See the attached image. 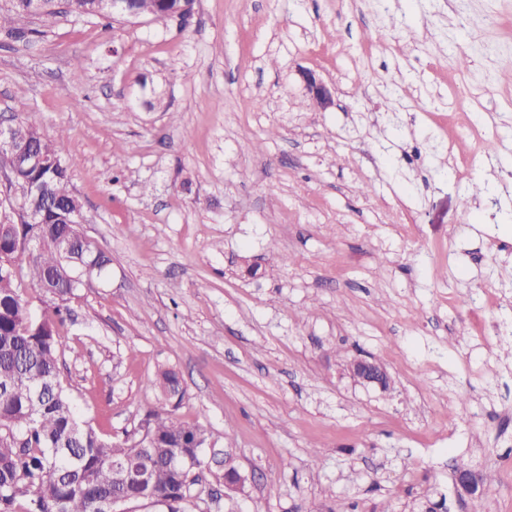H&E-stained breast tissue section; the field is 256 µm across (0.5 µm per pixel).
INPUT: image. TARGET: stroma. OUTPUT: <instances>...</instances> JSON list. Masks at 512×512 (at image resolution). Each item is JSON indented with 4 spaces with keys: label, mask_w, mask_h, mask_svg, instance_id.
Wrapping results in <instances>:
<instances>
[{
    "label": "stroma",
    "mask_w": 512,
    "mask_h": 512,
    "mask_svg": "<svg viewBox=\"0 0 512 512\" xmlns=\"http://www.w3.org/2000/svg\"><path fill=\"white\" fill-rule=\"evenodd\" d=\"M509 60L512 0H197L183 28L0 33V114L66 133L111 259L61 347L83 419L133 430L167 366L176 416L249 477L228 496L202 471L189 512H512ZM460 106L495 131L485 152ZM460 460L496 493L457 489ZM348 367L350 374L362 383L376 385L382 389H385L386 384L389 383L384 367L369 358H354ZM155 386L165 400L176 401L173 406L176 408L183 399L184 391L178 373L171 368H164L159 371L155 380Z\"/></svg>",
    "instance_id": "35a3bbf8"
}]
</instances>
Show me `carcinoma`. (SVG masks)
<instances>
[{
  "label": "carcinoma",
  "mask_w": 512,
  "mask_h": 512,
  "mask_svg": "<svg viewBox=\"0 0 512 512\" xmlns=\"http://www.w3.org/2000/svg\"><path fill=\"white\" fill-rule=\"evenodd\" d=\"M0 8V30L16 40L28 31L15 26L26 18L48 27L62 16L109 17L98 0H7ZM197 0H129L127 13L159 22L192 18ZM22 140L58 160L59 165L28 176L52 182L59 207L77 200L70 187L67 136L46 137L38 123L22 121ZM21 199L16 218L0 222V254L23 255L19 272H0V381L10 379L15 389L0 390V512H100L102 502L122 498L128 505L156 512H187L196 481H188L173 464L176 456H191L208 464L209 436L168 409L149 412L138 429L116 441L98 434L79 418L60 371L61 327L67 303L75 295L72 268L91 266L99 274L110 258L97 243L64 252L65 240L75 228L51 213L44 224L24 219ZM36 237L39 247L18 252L20 241ZM47 298L52 306L41 314L30 298ZM155 386L165 400L181 402L184 391L178 373L159 371ZM40 394L32 407L27 393Z\"/></svg>",
  "instance_id": "carcinoma-1"
}]
</instances>
